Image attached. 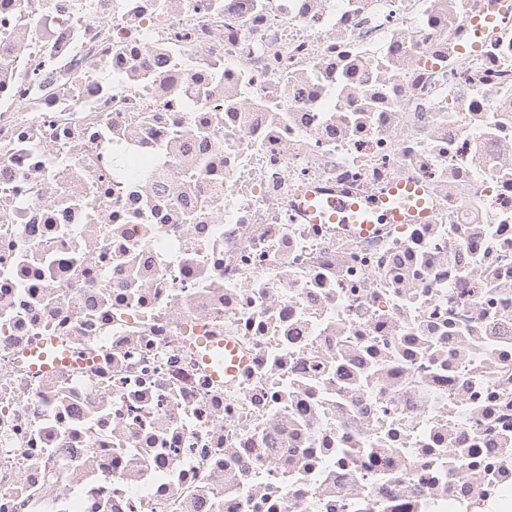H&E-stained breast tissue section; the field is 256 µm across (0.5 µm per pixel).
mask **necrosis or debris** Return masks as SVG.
Here are the masks:
<instances>
[{"label":"necrosis or debris","instance_id":"obj_1","mask_svg":"<svg viewBox=\"0 0 512 512\" xmlns=\"http://www.w3.org/2000/svg\"><path fill=\"white\" fill-rule=\"evenodd\" d=\"M0 512H512V0H0ZM391 195L402 201L398 207H389L383 205L380 201H364L361 204H350L341 196L336 195L327 201V211L333 212L330 219H334L342 224H360L364 232H368L372 225L376 224V218L380 214L396 224L411 220V217L413 219H421L425 216L424 210H417V208L423 205L421 189L409 184L393 189ZM307 210L310 214L315 215L314 222L320 221L322 217L327 215V211L325 212L323 209L318 211L315 205L309 204Z\"/></svg>","mask_w":512,"mask_h":512}]
</instances>
